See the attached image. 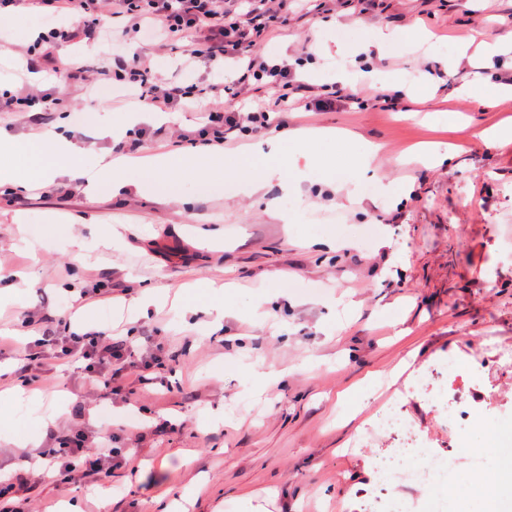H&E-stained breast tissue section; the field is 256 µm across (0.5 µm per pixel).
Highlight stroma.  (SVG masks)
I'll return each instance as SVG.
<instances>
[{
	"label": "stroma",
	"instance_id": "1",
	"mask_svg": "<svg viewBox=\"0 0 512 512\" xmlns=\"http://www.w3.org/2000/svg\"><path fill=\"white\" fill-rule=\"evenodd\" d=\"M288 12V27L259 50L287 61L306 92L280 128L230 133L223 170L178 177L167 199L150 182L139 195L94 194L64 175L33 185L29 151L42 140L33 126L48 121L83 144L90 165L111 152L110 132L121 126L139 157L196 152L171 132L196 129V110L140 121L136 104L112 108L103 91L42 77L38 87L63 106L0 116V131L21 144L17 183L0 187V270L33 271L21 302L0 306L8 368L0 396L22 387L18 317H67V301L84 290L100 293L73 325L111 331L135 352L124 390L91 410L76 409L84 374L72 364L8 404L2 479L24 449L49 447L53 431L108 434L113 447L137 451V471L113 469L105 485L46 486L39 512H170L177 500L187 512H244L248 503L265 512H364L365 492L385 481L378 459L399 445V434L373 428L391 404L428 455L484 457L481 485L458 468L451 512L496 481L498 451L483 428L449 436L414 380L440 369L460 397L479 391L496 411L512 412V367H492L487 349L512 347V141L480 136L512 123V95L482 104L512 80V55L482 52L486 43L512 45V0H375L364 12L357 0H288ZM413 23L431 35L423 47L367 49L372 30ZM43 29L38 13L0 12V42L12 47L0 57V95L13 92ZM352 61L371 70L345 84L352 102L316 110L312 99ZM392 80L401 91L385 110L378 97ZM160 123L169 130L158 136ZM301 129L337 135L303 151L289 140ZM434 143L448 145L451 158L415 161ZM371 144L378 155L360 167ZM256 145L287 157L301 175L297 190L251 191L246 174L264 164L247 155ZM145 293L165 300L129 315L128 302ZM154 355L160 365L144 369ZM452 357L484 365L482 381L449 369ZM258 362L279 374L277 385L256 388Z\"/></svg>",
	"mask_w": 512,
	"mask_h": 512
}]
</instances>
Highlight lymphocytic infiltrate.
<instances>
[{"mask_svg":"<svg viewBox=\"0 0 512 512\" xmlns=\"http://www.w3.org/2000/svg\"><path fill=\"white\" fill-rule=\"evenodd\" d=\"M112 12L126 18L127 39H156L161 45L189 37L182 68L204 65L212 81L203 86H185L159 79L144 53H133L116 67L93 66L84 56L61 58L60 46L79 38H98L105 25L99 0H9L10 5L43 13L57 24L37 39L39 54L27 59L28 73H47L63 84L80 83L85 89L118 80L124 82L146 108L172 112L194 104L215 89L227 68L239 78L230 91L227 105L209 108L197 137L203 145L223 147L225 131L265 129L270 115L287 111L305 85L287 64L265 57L255 47L266 35L288 24V0H110ZM267 89L270 97L257 107H248L252 88ZM23 327H37L38 335L27 349L26 362L19 369L25 386H36L56 371L59 361L81 364L92 393L108 400L124 387L123 367L134 352L126 341L105 331L78 332L70 322L34 320L24 316ZM115 450L107 438L90 444L80 430L56 437L53 447L40 450L42 471L24 467L0 481V512H26L39 496L45 477L67 484L82 479L90 484L107 481L112 475Z\"/></svg>","mask_w":512,"mask_h":512,"instance_id":"f902f5d3","label":"lymphocytic infiltrate"}]
</instances>
